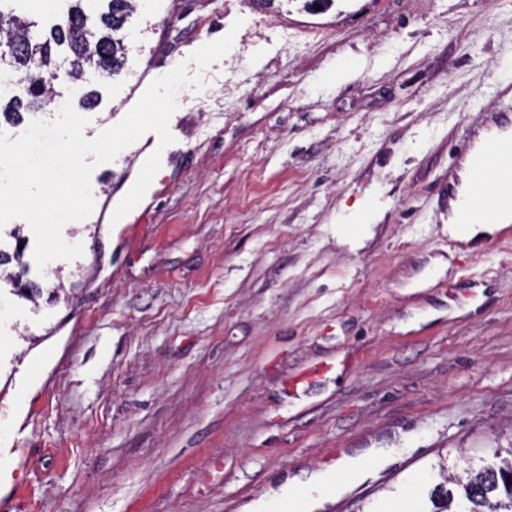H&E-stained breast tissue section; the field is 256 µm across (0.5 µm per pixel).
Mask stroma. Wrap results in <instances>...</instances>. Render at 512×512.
<instances>
[{"instance_id": "1", "label": "stroma", "mask_w": 512, "mask_h": 512, "mask_svg": "<svg viewBox=\"0 0 512 512\" xmlns=\"http://www.w3.org/2000/svg\"><path fill=\"white\" fill-rule=\"evenodd\" d=\"M135 4L120 73L60 77L36 119L69 100L94 138L243 25L177 95L149 238L91 216L62 231L82 255L40 270L27 222L0 229L23 254L0 468L25 512H272L316 474V512H429L439 456L462 472L512 431V240H450L441 203L475 112L512 107V0ZM372 448L391 455L337 471Z\"/></svg>"}]
</instances>
